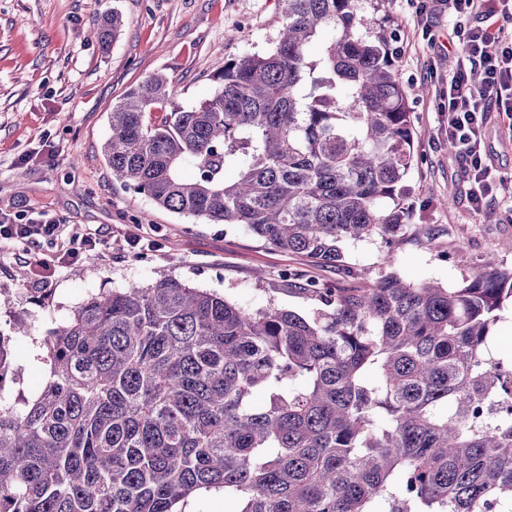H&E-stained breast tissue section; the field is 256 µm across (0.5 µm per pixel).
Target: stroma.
<instances>
[{"label": "stroma", "instance_id": "35a3bbf8", "mask_svg": "<svg viewBox=\"0 0 512 512\" xmlns=\"http://www.w3.org/2000/svg\"><path fill=\"white\" fill-rule=\"evenodd\" d=\"M414 131V166L403 199L406 223L394 246L373 236L348 243L351 276L270 249L244 227L207 224L156 207L113 177L103 153L109 114L131 88L157 72L188 107L212 97L224 63L270 50L284 0H0V214L46 210L82 239L103 241L50 284L28 275V248L0 246V334L11 337L14 373L0 404L44 384L38 340L83 299L172 276L255 311L271 305L310 315L316 302L291 285L299 270L327 288H362L392 272L415 283L462 282L480 259L512 265V198L475 212L461 159L448 148V100L439 88L455 66L444 19L418 21L409 0H383ZM118 11L124 26L109 48L92 30ZM484 151L495 178L512 179V121L493 116ZM147 241L130 248L125 235ZM392 263H385V255ZM28 333H16L17 322Z\"/></svg>", "mask_w": 512, "mask_h": 512}]
</instances>
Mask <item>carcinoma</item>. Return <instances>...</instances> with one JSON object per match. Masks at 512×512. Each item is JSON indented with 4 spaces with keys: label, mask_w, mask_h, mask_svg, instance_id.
<instances>
[{
    "label": "carcinoma",
    "mask_w": 512,
    "mask_h": 512,
    "mask_svg": "<svg viewBox=\"0 0 512 512\" xmlns=\"http://www.w3.org/2000/svg\"><path fill=\"white\" fill-rule=\"evenodd\" d=\"M363 10L285 0L274 47L225 62L197 106L148 77L109 113L113 176L346 272L344 243L393 242L414 133L393 31ZM122 26L106 16L101 46ZM304 290L310 317L175 277L88 296L42 337L40 391L0 405V512H184L211 492L232 512L512 509V362L488 358L512 266Z\"/></svg>",
    "instance_id": "carcinoma-1"
}]
</instances>
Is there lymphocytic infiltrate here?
I'll return each instance as SVG.
<instances>
[{"mask_svg":"<svg viewBox=\"0 0 512 512\" xmlns=\"http://www.w3.org/2000/svg\"><path fill=\"white\" fill-rule=\"evenodd\" d=\"M419 12L448 15L458 39L455 70L448 78V137L465 163L470 200L482 205L494 193H512L506 180L490 181L483 155V132L492 113H512V0H420ZM63 226L40 213L18 224L0 217V244L55 245L57 256L49 261L32 255L29 264L40 280H51L60 266L77 261L81 251L94 250L99 242L90 233L80 244L63 236Z\"/></svg>","mask_w":512,"mask_h":512,"instance_id":"1","label":"lymphocytic infiltrate"}]
</instances>
